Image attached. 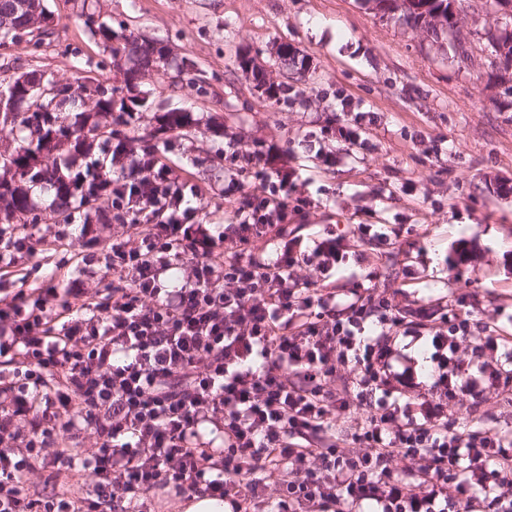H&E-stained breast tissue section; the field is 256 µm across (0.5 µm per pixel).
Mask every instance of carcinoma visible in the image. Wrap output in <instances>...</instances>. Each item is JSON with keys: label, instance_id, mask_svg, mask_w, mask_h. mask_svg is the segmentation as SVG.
<instances>
[{"label": "carcinoma", "instance_id": "cac0c4a2", "mask_svg": "<svg viewBox=\"0 0 512 512\" xmlns=\"http://www.w3.org/2000/svg\"><path fill=\"white\" fill-rule=\"evenodd\" d=\"M458 0H413L414 19L435 32L448 25ZM50 12L42 0H0V45L24 35H44ZM90 33L110 62L123 71L126 90L139 87L142 72L170 61L157 43L135 33H118L101 19ZM64 94L37 99L5 82L11 107L0 126L12 141L0 144V224L25 230L36 224L112 222V149L126 144L162 161L169 136L188 135L187 112H167L159 127L141 134L137 113L112 85L76 73L63 81Z\"/></svg>", "mask_w": 512, "mask_h": 512}]
</instances>
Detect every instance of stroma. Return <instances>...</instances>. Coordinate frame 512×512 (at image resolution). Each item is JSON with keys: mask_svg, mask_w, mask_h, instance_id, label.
Wrapping results in <instances>:
<instances>
[{"mask_svg": "<svg viewBox=\"0 0 512 512\" xmlns=\"http://www.w3.org/2000/svg\"><path fill=\"white\" fill-rule=\"evenodd\" d=\"M84 7L114 30L161 43L172 65L190 63L175 85L143 72L139 126L172 109L190 113L191 137L173 139L167 158L205 189L206 223L227 219L214 208L229 179L214 159L225 134L244 152L276 143L313 201L291 229L308 240L336 237L337 287L370 286L403 308L469 317L476 336L462 343V361L490 333L499 351L512 350V94L494 92L497 70L474 37L485 25L481 0L462 2L468 65L421 29L379 17L369 0H48L50 35L0 45V80L31 68L65 80L80 68L122 87L78 17ZM244 57L253 73L241 69ZM258 75L287 85V99L260 96ZM347 112L360 114L365 144L327 142L337 158L326 163L304 135ZM362 224L374 238L360 236ZM82 237L72 225L66 241L21 259L18 275L0 272V300L49 282L69 287ZM448 420L512 436V393L489 383L481 398L450 397Z\"/></svg>", "mask_w": 512, "mask_h": 512, "instance_id": "obj_1", "label": "stroma"}]
</instances>
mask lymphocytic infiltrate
<instances>
[{
	"label": "lymphocytic infiltrate",
	"instance_id": "f902f5d3",
	"mask_svg": "<svg viewBox=\"0 0 512 512\" xmlns=\"http://www.w3.org/2000/svg\"><path fill=\"white\" fill-rule=\"evenodd\" d=\"M234 173L224 187L236 204L228 223H204L200 185L136 150L113 151L112 221L144 232L92 237L87 266L123 286L108 307L86 288L17 291L0 306V512H143L152 497L197 492L228 500L232 512L274 498L277 512H512V439L448 424L443 397L480 396L486 367L455 363L468 319L384 296L341 291L330 278L337 242L302 249L289 237L309 197L270 144L250 154L224 148ZM255 172L262 193L238 176ZM314 267L317 278L297 275ZM432 328L441 372L419 415L388 404L410 387L412 366L395 371L390 332L405 317ZM366 409L348 445L337 423ZM31 416L21 432L19 419ZM223 433L208 447L202 424ZM92 431L89 456L57 445L58 430ZM417 462L410 481L395 456ZM90 473V496L41 499L26 477L46 459ZM249 475L240 486V475Z\"/></svg>",
	"mask_w": 512,
	"mask_h": 512
}]
</instances>
